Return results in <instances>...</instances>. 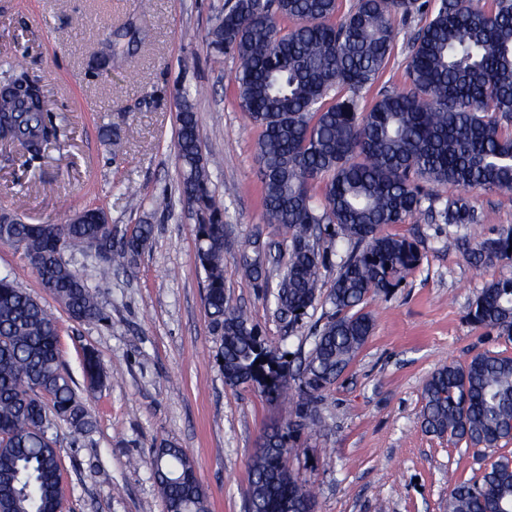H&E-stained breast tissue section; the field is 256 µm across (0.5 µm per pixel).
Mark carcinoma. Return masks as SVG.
<instances>
[{"label": "carcinoma", "instance_id": "carcinoma-1", "mask_svg": "<svg viewBox=\"0 0 512 512\" xmlns=\"http://www.w3.org/2000/svg\"><path fill=\"white\" fill-rule=\"evenodd\" d=\"M418 0H355L338 15V0H234L208 33V46L237 61L239 106L261 128L256 143L261 193L270 223L288 242L278 281L266 276L272 244L251 242L245 275L274 288L276 311L294 324L315 307L320 269L340 256L325 297L326 321L314 336L299 380L307 395L295 418L266 432L249 466L252 512H314L315 495L288 469L301 431L318 422L321 392L349 366L373 331L358 306L389 293L421 261L415 240L385 232L422 211L448 225L480 217L464 194L429 201L420 182L464 190L512 192V0L485 10L473 0H435L419 27ZM405 27L409 87L385 90L368 109L359 92L373 84ZM294 25L282 31L281 20ZM336 98L326 102L330 92ZM44 90L8 65L0 80V140L38 155L58 140L46 123ZM182 203L195 218L196 261L205 275L204 304L221 337L216 359L225 384L288 400L287 353L268 344L256 324L224 292V206L212 189L192 105L176 114ZM322 193H317L318 184ZM154 232L137 224L117 244L96 212L76 223L0 224V245L21 250L41 285L70 317L104 322L108 315L76 266L107 280L133 271ZM69 239L100 247L63 256ZM512 229L478 242L477 263L512 262ZM471 321L512 339V277L487 284L469 311ZM56 318L9 276L0 277V512H56L64 499L59 452L49 436L66 424L77 438L94 427L63 368ZM89 388L106 374L83 352ZM422 426L437 437L496 451L512 441V357L477 353L465 364H443L423 388ZM160 493L173 512H208L207 492L183 449L162 441L151 459ZM448 512H512V457L492 458L480 479L456 482Z\"/></svg>", "mask_w": 512, "mask_h": 512}]
</instances>
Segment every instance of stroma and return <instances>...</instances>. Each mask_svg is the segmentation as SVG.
<instances>
[{"instance_id": "35a3bbf8", "label": "stroma", "mask_w": 512, "mask_h": 512, "mask_svg": "<svg viewBox=\"0 0 512 512\" xmlns=\"http://www.w3.org/2000/svg\"><path fill=\"white\" fill-rule=\"evenodd\" d=\"M228 0H0V60L13 61L44 87L59 146L30 156L0 143V209L29 223L61 221L86 208L112 224L154 227L138 267L102 281L82 275L100 293L109 316L83 323L41 287L19 252L0 245V276L10 275L59 322L61 357L95 420L73 438L59 426L64 512H165L150 461L160 442L185 449L208 493L209 512H247L249 462L264 431L285 424L305 401L298 381L280 404L250 387L225 384L215 361L220 338L204 305L196 265L194 219L180 200L176 147L177 93L187 90L204 151L220 153L212 186L224 205V285L269 344L295 356L309 350L316 304L286 327L273 296L242 270V244L275 240L267 221L254 144L260 129L241 112L231 56L206 37ZM138 28V48L111 70L91 64L114 28ZM407 50L396 41L379 79L361 93L407 86ZM123 143L114 152L105 140ZM137 195H128L126 185ZM168 207H157L160 198ZM468 198L480 223L456 227L421 219L389 226L416 239L419 266L390 294L362 305L374 323L345 372L323 391L321 424L305 430L288 467L316 493V512H448L457 481L481 475L482 449L426 433L423 387L431 372L485 351L512 355V340L476 327L468 312L488 283L512 276V264H471L466 245L512 228V202L480 189ZM93 350L107 373L104 386L84 389L81 356Z\"/></svg>"}]
</instances>
